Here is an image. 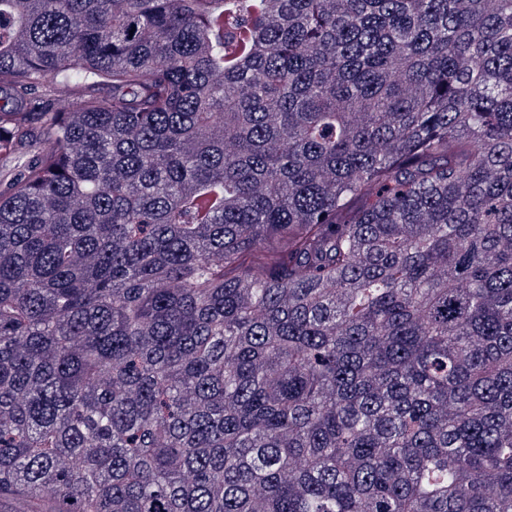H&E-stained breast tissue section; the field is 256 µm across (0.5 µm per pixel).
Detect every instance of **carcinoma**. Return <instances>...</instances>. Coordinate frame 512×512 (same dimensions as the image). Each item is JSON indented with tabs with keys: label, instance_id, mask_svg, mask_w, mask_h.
Here are the masks:
<instances>
[{
	"label": "carcinoma",
	"instance_id": "cac0c4a2",
	"mask_svg": "<svg viewBox=\"0 0 512 512\" xmlns=\"http://www.w3.org/2000/svg\"><path fill=\"white\" fill-rule=\"evenodd\" d=\"M0 91V502L512 512V0H0ZM42 90L60 112L73 110L80 99V93L77 90L62 84L50 82Z\"/></svg>",
	"mask_w": 512,
	"mask_h": 512
}]
</instances>
